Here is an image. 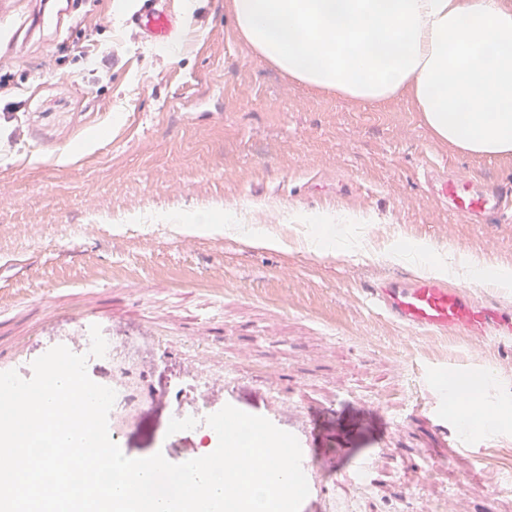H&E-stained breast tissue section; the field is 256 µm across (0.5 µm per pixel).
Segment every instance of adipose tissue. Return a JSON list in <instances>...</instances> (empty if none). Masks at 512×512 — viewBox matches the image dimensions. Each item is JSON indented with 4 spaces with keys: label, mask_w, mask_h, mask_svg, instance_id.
Listing matches in <instances>:
<instances>
[{
    "label": "adipose tissue",
    "mask_w": 512,
    "mask_h": 512,
    "mask_svg": "<svg viewBox=\"0 0 512 512\" xmlns=\"http://www.w3.org/2000/svg\"><path fill=\"white\" fill-rule=\"evenodd\" d=\"M237 30L302 84L382 102L411 89L432 131L512 154V0H232Z\"/></svg>",
    "instance_id": "adipose-tissue-1"
}]
</instances>
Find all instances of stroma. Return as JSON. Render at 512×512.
<instances>
[{
	"mask_svg": "<svg viewBox=\"0 0 512 512\" xmlns=\"http://www.w3.org/2000/svg\"><path fill=\"white\" fill-rule=\"evenodd\" d=\"M172 0L179 41L151 45L125 24L136 0H72L59 28L35 34L0 100V349L38 355L49 339L75 335L94 312L116 356L109 376L131 391L114 424L127 457L162 453L181 462L197 433L175 429L163 391L188 399L221 394L203 357L253 372L235 382L261 414L297 377L299 417L326 479L372 460L379 484L335 491L330 512L395 507L414 497L448 512L456 472L477 475L462 512H512V361L495 343L472 351L468 336L411 334L377 314L363 281L399 266L398 243L424 241L512 270V220L462 224L433 205L420 182L434 162L481 179L512 180V154H471L427 126L411 90L379 104L289 79L237 31L231 0ZM97 14L90 61L69 48ZM111 76L102 79L100 62ZM52 62L54 74L43 73ZM354 180L349 196L309 192L312 182ZM221 208L230 225L187 249L175 225ZM271 212L264 229L284 247L246 243L240 227ZM341 220L347 248L313 251L315 221ZM454 377L464 391L505 410L502 426L467 453L431 445L419 414Z\"/></svg>",
	"mask_w": 512,
	"mask_h": 512,
	"instance_id": "1",
	"label": "stroma"
}]
</instances>
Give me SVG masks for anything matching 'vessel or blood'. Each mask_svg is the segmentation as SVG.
Segmentation results:
<instances>
[{
  "mask_svg": "<svg viewBox=\"0 0 512 512\" xmlns=\"http://www.w3.org/2000/svg\"><path fill=\"white\" fill-rule=\"evenodd\" d=\"M63 9L32 6L29 16L10 31L0 30V44L7 53H15L35 32L58 25ZM126 24L141 39L163 46L178 40L181 31L180 16L171 11L166 0H139V6ZM428 192L433 200L448 204L454 215L470 224H494L499 216L512 210V181H502L488 188L479 187L465 173H447L437 169L425 174ZM364 292L372 308L381 312L392 323L412 332H433L439 336H472L474 346H483L486 340H496L507 353H512V307L482 303L474 300L464 286L447 280L409 271H397L368 281ZM225 405L224 400H210L205 406L175 402L176 415L193 418L203 425L207 415ZM447 400H440L431 408L433 434L440 444L452 448L466 443L464 431L449 432L444 417ZM277 427L294 434L302 448V468L309 485V497L326 500L327 481L317 467L309 448L310 430L297 421L288 407L280 406L266 414Z\"/></svg>",
  "mask_w": 512,
  "mask_h": 512,
  "instance_id": "b4317fda",
  "label": "vessel or blood"
}]
</instances>
